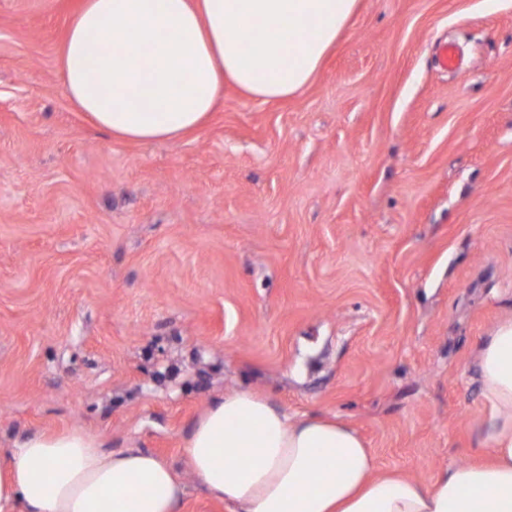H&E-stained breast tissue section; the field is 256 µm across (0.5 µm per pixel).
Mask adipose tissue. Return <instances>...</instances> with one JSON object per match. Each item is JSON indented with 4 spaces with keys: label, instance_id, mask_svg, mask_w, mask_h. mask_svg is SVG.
Instances as JSON below:
<instances>
[{
    "label": "adipose tissue",
    "instance_id": "obj_1",
    "mask_svg": "<svg viewBox=\"0 0 512 512\" xmlns=\"http://www.w3.org/2000/svg\"><path fill=\"white\" fill-rule=\"evenodd\" d=\"M357 5L81 0L60 51L62 84L113 137L172 141L207 120L225 87L264 102L302 92ZM285 19L286 36L276 28ZM477 374L491 410L484 460L442 468L428 485L378 471L340 419L291 417L249 390L206 410L184 457L230 512H512V320L484 339ZM183 497L172 466L134 449L104 452L79 433H35L0 457V512H180Z\"/></svg>",
    "mask_w": 512,
    "mask_h": 512
}]
</instances>
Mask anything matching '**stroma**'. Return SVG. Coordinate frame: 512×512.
Here are the masks:
<instances>
[{"instance_id": "35a3bbf8", "label": "stroma", "mask_w": 512, "mask_h": 512, "mask_svg": "<svg viewBox=\"0 0 512 512\" xmlns=\"http://www.w3.org/2000/svg\"><path fill=\"white\" fill-rule=\"evenodd\" d=\"M79 2L0 0V454L78 432L227 512L182 448L249 389L382 471L477 460L478 350L512 319V0H360L302 93L225 88L154 144L67 99Z\"/></svg>"}]
</instances>
